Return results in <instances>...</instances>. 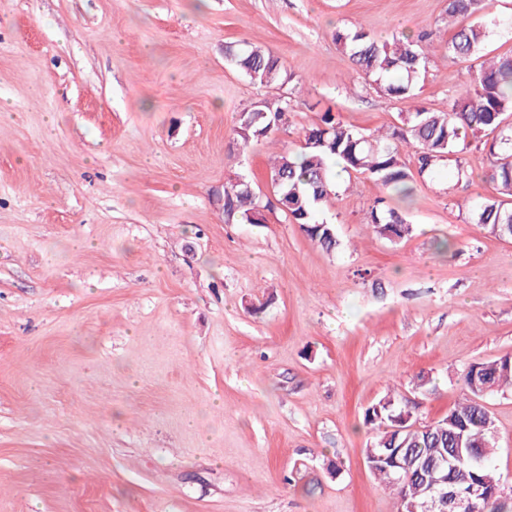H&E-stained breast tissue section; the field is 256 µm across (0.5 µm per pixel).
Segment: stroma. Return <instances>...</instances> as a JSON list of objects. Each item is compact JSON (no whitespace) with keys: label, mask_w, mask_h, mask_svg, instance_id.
<instances>
[{"label":"stroma","mask_w":512,"mask_h":512,"mask_svg":"<svg viewBox=\"0 0 512 512\" xmlns=\"http://www.w3.org/2000/svg\"><path fill=\"white\" fill-rule=\"evenodd\" d=\"M448 0H0V512H395L365 463L386 394L431 423L473 363L512 356V239L471 224L495 196L416 177L410 236L367 223L381 188L353 172L322 250L274 202L270 158L332 111L400 127L450 103ZM484 56L512 52L492 0ZM433 31L415 103L381 93L336 44ZM248 44L296 81L226 66ZM289 106L276 143H237L239 114ZM248 178L262 221L227 220ZM512 493V392L487 398ZM338 472L329 473L330 464Z\"/></svg>","instance_id":"obj_1"}]
</instances>
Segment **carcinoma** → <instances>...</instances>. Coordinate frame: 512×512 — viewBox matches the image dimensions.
<instances>
[{
  "instance_id": "cac0c4a2",
  "label": "carcinoma",
  "mask_w": 512,
  "mask_h": 512,
  "mask_svg": "<svg viewBox=\"0 0 512 512\" xmlns=\"http://www.w3.org/2000/svg\"><path fill=\"white\" fill-rule=\"evenodd\" d=\"M491 0H448V17L455 20L489 14ZM482 23L460 25L444 47L443 58L453 63L479 61L486 38ZM431 34L394 35L379 40L360 26L336 32V44L350 53L358 70L374 78L381 92L400 100L416 98L419 75L428 64ZM225 58L253 82L270 86L279 82L284 65L260 48L227 47ZM249 124L239 120L237 139L244 145L258 138L274 140L288 122V102L262 99L247 109ZM416 149L419 175L432 173L445 162L453 163L456 181L468 180L465 154L483 149L491 157L490 180L496 196L475 205L471 223L488 234L512 238V54L472 66V74L457 98L441 109L418 106L407 114L402 127L388 135L363 134L325 111L320 122L306 129L297 153L284 152L270 170L276 201L287 200L295 221L307 236L326 250L336 247L333 225L319 219L320 209L336 195V174L330 167L337 160L347 171L368 175L382 190L407 197L413 174L403 161L400 146ZM240 178L224 188V206L239 220L255 223L252 213L257 197ZM367 223L380 235L403 238L411 224L397 209L376 201ZM465 397L448 415L428 428L416 425L407 404L386 395L365 412V421L376 435L365 448L366 462L379 482L396 498V512H430L434 493L424 478L432 467L448 471L450 449L460 448L454 488H482L473 499L471 512H512V495L505 496L501 477L492 462L493 421L483 404V390L497 393L512 389V357L473 363L462 376Z\"/></svg>"
}]
</instances>
